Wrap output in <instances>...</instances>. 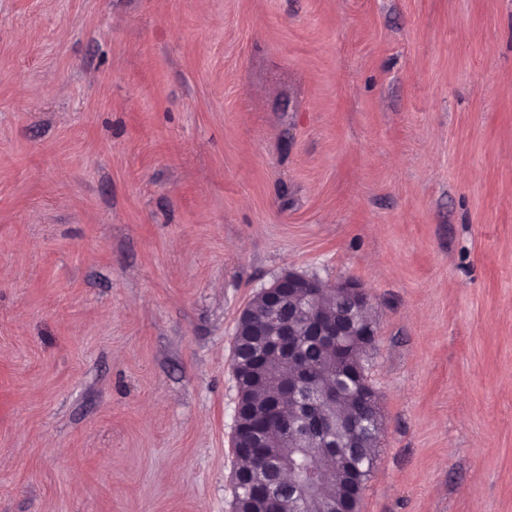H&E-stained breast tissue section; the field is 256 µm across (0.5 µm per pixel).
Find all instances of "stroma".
<instances>
[{
	"mask_svg": "<svg viewBox=\"0 0 512 512\" xmlns=\"http://www.w3.org/2000/svg\"><path fill=\"white\" fill-rule=\"evenodd\" d=\"M512 0H0V512H232L240 309L369 294L361 512H512Z\"/></svg>",
	"mask_w": 512,
	"mask_h": 512,
	"instance_id": "35a3bbf8",
	"label": "stroma"
}]
</instances>
